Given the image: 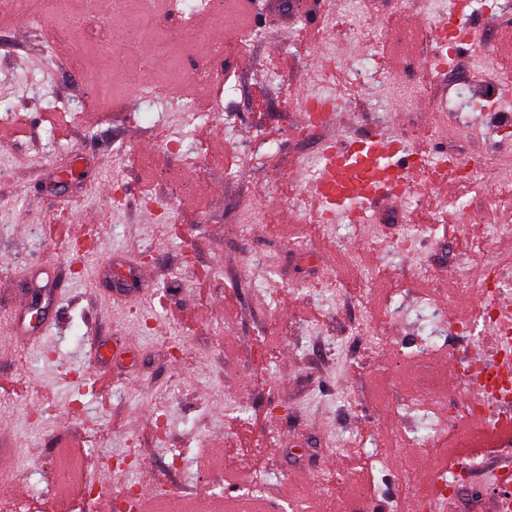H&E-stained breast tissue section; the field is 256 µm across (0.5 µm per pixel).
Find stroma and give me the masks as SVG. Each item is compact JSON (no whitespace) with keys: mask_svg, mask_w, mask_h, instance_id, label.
<instances>
[{"mask_svg":"<svg viewBox=\"0 0 512 512\" xmlns=\"http://www.w3.org/2000/svg\"><path fill=\"white\" fill-rule=\"evenodd\" d=\"M302 2L287 12L281 0H213L185 26L168 0H120L101 28L87 0H67L42 30L41 0H26L23 29L0 22V455L18 474L11 493L28 494L33 465L58 498L66 437L105 475L87 512H112L108 474L123 461L139 484L203 512L236 505L257 478L272 482L268 512H423L402 479L441 476L462 433L455 408L471 396L445 373L496 349L484 318L457 336L436 312L458 318L481 290L475 271L512 257V233L491 232L512 210V137L500 133L512 103L476 108L512 76L505 28L478 24L454 79L431 81L354 41L346 0ZM448 6L372 0V16L394 28ZM367 54L377 99H352L349 121L300 136L305 99L344 87ZM458 94L472 107L461 126L446 108ZM218 110L236 115L232 132L197 119ZM374 128L490 165L436 209L420 177L408 203L386 201L368 223L289 225L298 168L324 143ZM257 204L270 222L247 223ZM409 224L416 238L398 246ZM328 273L338 293L320 292ZM435 335L436 384L420 397L417 357ZM473 462L468 492L486 508L508 459L477 448Z\"/></svg>","mask_w":512,"mask_h":512,"instance_id":"35a3bbf8","label":"stroma"}]
</instances>
